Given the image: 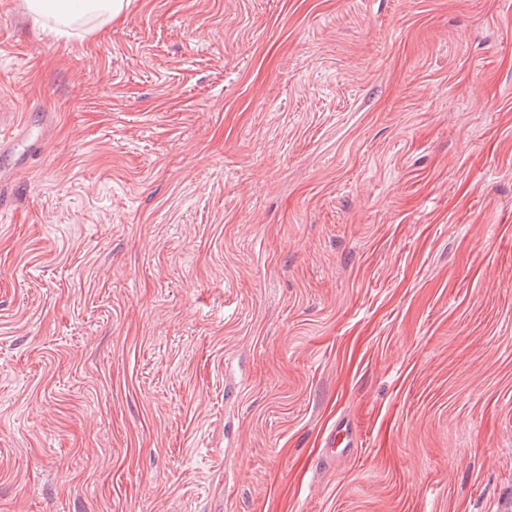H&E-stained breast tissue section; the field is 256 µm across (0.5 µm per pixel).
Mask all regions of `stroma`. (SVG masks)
<instances>
[{
	"instance_id": "1",
	"label": "stroma",
	"mask_w": 512,
	"mask_h": 512,
	"mask_svg": "<svg viewBox=\"0 0 512 512\" xmlns=\"http://www.w3.org/2000/svg\"><path fill=\"white\" fill-rule=\"evenodd\" d=\"M0 107V512H512V0H0ZM28 14L54 35L92 33L120 19L129 0H25ZM4 115L0 116V158L2 160H19L21 157L16 155L17 146L26 134L27 128L14 122L8 125L4 124ZM355 433L348 422L338 421L336 426L330 430L326 437V446L328 448H342L346 450L355 445Z\"/></svg>"
}]
</instances>
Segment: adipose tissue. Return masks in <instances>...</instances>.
I'll return each mask as SVG.
<instances>
[{
	"instance_id": "obj_1",
	"label": "adipose tissue",
	"mask_w": 512,
	"mask_h": 512,
	"mask_svg": "<svg viewBox=\"0 0 512 512\" xmlns=\"http://www.w3.org/2000/svg\"><path fill=\"white\" fill-rule=\"evenodd\" d=\"M129 0H25L28 14L54 34L92 33L120 19Z\"/></svg>"
}]
</instances>
